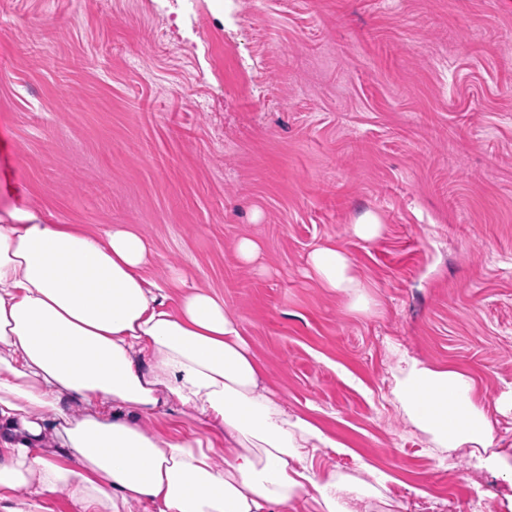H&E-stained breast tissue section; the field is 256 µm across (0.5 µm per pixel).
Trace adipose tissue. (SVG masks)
I'll return each mask as SVG.
<instances>
[{
	"mask_svg": "<svg viewBox=\"0 0 512 512\" xmlns=\"http://www.w3.org/2000/svg\"><path fill=\"white\" fill-rule=\"evenodd\" d=\"M147 239L115 225L91 232L27 207L0 219V512H33L65 492L75 512H377L390 475H337L319 451L345 444L289 412L262 383L238 317L178 267L164 277ZM320 287L365 309L348 252L314 249ZM392 402L433 452L469 446L476 471L512 490L474 380L392 347ZM193 416L213 439L174 422ZM171 420L170 429L146 427Z\"/></svg>",
	"mask_w": 512,
	"mask_h": 512,
	"instance_id": "obj_1",
	"label": "adipose tissue"
}]
</instances>
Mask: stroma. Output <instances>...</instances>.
Returning <instances> with one entry per match:
<instances>
[{
  "mask_svg": "<svg viewBox=\"0 0 512 512\" xmlns=\"http://www.w3.org/2000/svg\"><path fill=\"white\" fill-rule=\"evenodd\" d=\"M127 225L240 320L289 410L392 497L487 500L390 404L389 342L512 389V0H0V209ZM378 216L379 237L350 224ZM260 246L240 263L239 238ZM336 242L375 301L309 276Z\"/></svg>",
  "mask_w": 512,
  "mask_h": 512,
  "instance_id": "obj_1",
  "label": "stroma"
}]
</instances>
